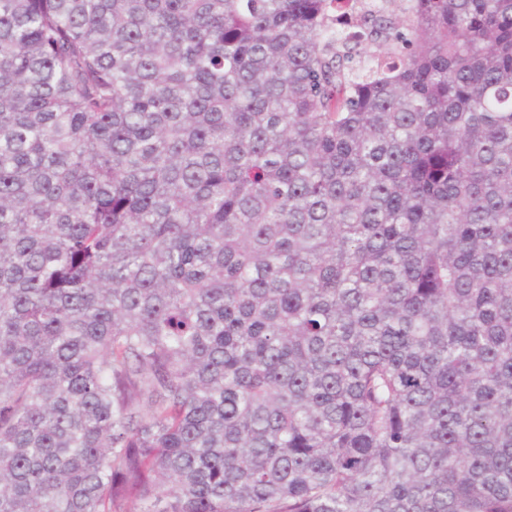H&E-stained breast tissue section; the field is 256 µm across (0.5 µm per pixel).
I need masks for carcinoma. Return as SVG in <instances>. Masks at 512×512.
Instances as JSON below:
<instances>
[{
    "label": "carcinoma",
    "instance_id": "1",
    "mask_svg": "<svg viewBox=\"0 0 512 512\" xmlns=\"http://www.w3.org/2000/svg\"><path fill=\"white\" fill-rule=\"evenodd\" d=\"M0 512H512V0H0Z\"/></svg>",
    "mask_w": 512,
    "mask_h": 512
}]
</instances>
